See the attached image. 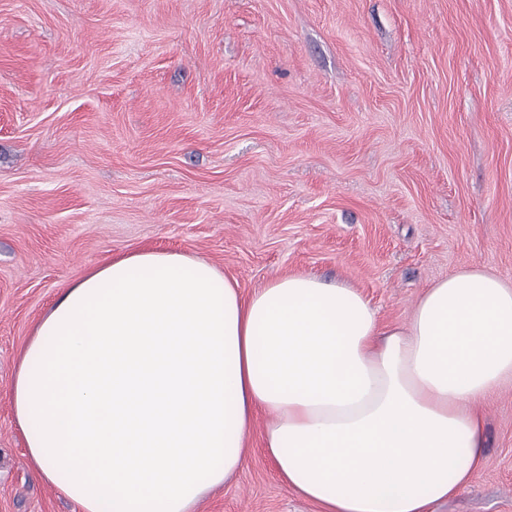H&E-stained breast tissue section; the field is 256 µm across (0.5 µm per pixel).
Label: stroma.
<instances>
[{
	"mask_svg": "<svg viewBox=\"0 0 512 512\" xmlns=\"http://www.w3.org/2000/svg\"><path fill=\"white\" fill-rule=\"evenodd\" d=\"M131 249L243 295L310 273L382 322L466 267L512 280V0H0V512H80L11 384L62 283ZM430 512H512V384ZM196 512H319L260 438Z\"/></svg>",
	"mask_w": 512,
	"mask_h": 512,
	"instance_id": "1",
	"label": "stroma"
}]
</instances>
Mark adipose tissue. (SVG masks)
Listing matches in <instances>:
<instances>
[{
  "label": "adipose tissue",
  "instance_id": "obj_1",
  "mask_svg": "<svg viewBox=\"0 0 512 512\" xmlns=\"http://www.w3.org/2000/svg\"><path fill=\"white\" fill-rule=\"evenodd\" d=\"M512 381V282L461 269L403 325L356 289L278 275L243 296L211 262L133 250L65 284L11 388L33 468L82 512H194L246 461L257 412L321 512H428L483 464Z\"/></svg>",
  "mask_w": 512,
  "mask_h": 512
}]
</instances>
